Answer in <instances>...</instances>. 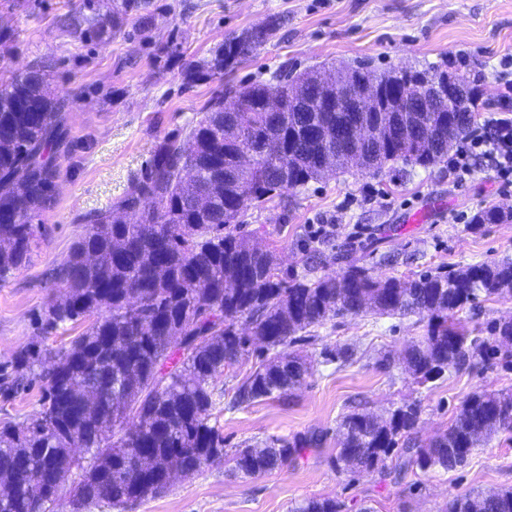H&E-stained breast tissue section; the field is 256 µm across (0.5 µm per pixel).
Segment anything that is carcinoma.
I'll use <instances>...</instances> for the list:
<instances>
[{
	"label": "carcinoma",
	"mask_w": 512,
	"mask_h": 512,
	"mask_svg": "<svg viewBox=\"0 0 512 512\" xmlns=\"http://www.w3.org/2000/svg\"><path fill=\"white\" fill-rule=\"evenodd\" d=\"M150 0H121L112 16L119 27L140 15L146 25ZM281 25L272 17L224 41L210 58L195 64L192 78H223L275 38ZM448 72L440 66L378 72L366 66L339 71L352 90L364 84L425 87ZM452 75L464 94L451 112H406L372 139L336 153V169L363 160L378 173L388 164L427 168L448 157L453 142L476 123L482 102L466 74ZM276 91L281 109L267 112L264 98ZM243 110L224 111L213 98L188 125L185 149L167 139L154 152L145 175L110 209L94 213L61 265V296L48 308L51 329L88 318L93 321L49 359L30 351L21 358L38 369L46 396L26 423L0 425V479L8 484L0 512H53L58 494L70 487L75 512L108 502L123 512L155 497L165 487L152 473L135 469L147 457L163 463L182 457L192 476L224 452V437L211 425L215 387L224 369L256 348L261 364L238 388L236 402L282 397L303 385L308 367L292 344L314 338L313 329L349 315L417 316L424 334L402 358L403 370L419 384L442 378L474 361L500 359L512 366V317L471 337L460 318L483 298L512 297V257L457 270L404 278L378 277L352 266L336 276L287 280L276 255L237 233L238 219L251 207L324 178L323 146L310 133L327 127L349 137L361 117L373 125L378 113L336 112L324 106L323 85L304 87L309 111L296 110L293 87L285 81L255 82L236 90ZM64 104L51 97L39 73L31 71L0 84V282L27 263L36 225L54 190L55 164L49 147L61 140ZM276 146L271 156L238 170L235 155ZM209 197L206 208L196 196ZM141 200L153 208L141 222L119 213ZM511 212L488 206L474 224H498ZM131 292L139 308H128ZM355 348L325 350V361L350 363ZM420 409L406 403L381 417L351 413L336 439V470L383 472L393 459L401 469L424 474L464 465L473 450L512 431V394L469 395L448 429L425 445L405 441ZM322 436L272 439L237 448L232 471L252 477L283 466ZM73 447L86 449L77 463ZM291 512H345L334 497H310ZM446 512H512V490L454 495Z\"/></svg>",
	"instance_id": "cac0c4a2"
}]
</instances>
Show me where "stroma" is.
<instances>
[{
	"instance_id": "obj_1",
	"label": "stroma",
	"mask_w": 512,
	"mask_h": 512,
	"mask_svg": "<svg viewBox=\"0 0 512 512\" xmlns=\"http://www.w3.org/2000/svg\"><path fill=\"white\" fill-rule=\"evenodd\" d=\"M117 0H0V83L38 71L45 88L66 102L65 137L52 149L51 201L41 212L28 264L0 282V421L20 423L38 409L44 383L18 362L33 346L53 351L81 333L78 325L48 329L43 318L61 294L53 278L83 229L84 215L110 207L140 178L158 147L222 89L194 80L193 65L226 38L282 17L276 38L241 63L227 83L270 81L318 67L422 69L447 64L470 77L485 110L497 106L512 68V0H151V25L112 29ZM93 16L90 30L64 24ZM376 201L360 202L364 187ZM496 205L512 209L497 175L478 160L474 176L456 182L446 162L427 168L388 165L378 174L340 171L273 202L252 208L240 230L274 250L291 279L337 275L351 266L380 277H406L512 257V221L474 226L473 215ZM332 218L336 228L312 241L311 225ZM423 328L414 318L345 316L328 320L314 341L293 349L306 361L305 383L285 398L237 409L217 405L212 421L225 450L272 438L322 434L287 466L250 478L217 459L166 493L126 512H289L296 502L330 496L348 512H444L452 494L512 489V432L475 449L456 470L422 474L387 465L383 473L337 471L336 427L352 412L384 414L405 403L421 407L416 427L426 441L448 428L471 393L512 392V369L485 362L421 385L379 364L404 354ZM354 345L357 362L326 363L324 346Z\"/></svg>"
}]
</instances>
